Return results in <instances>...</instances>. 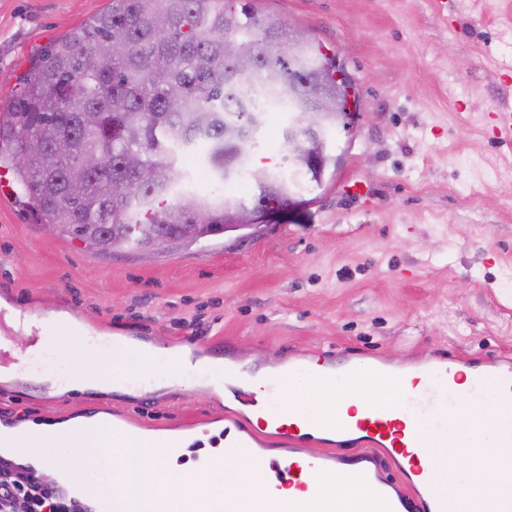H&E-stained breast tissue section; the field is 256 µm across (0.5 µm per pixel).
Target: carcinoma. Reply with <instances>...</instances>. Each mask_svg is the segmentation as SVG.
<instances>
[{
    "mask_svg": "<svg viewBox=\"0 0 512 512\" xmlns=\"http://www.w3.org/2000/svg\"><path fill=\"white\" fill-rule=\"evenodd\" d=\"M229 42L232 56L224 54ZM102 53L109 59L99 66L93 57ZM307 83L341 101L322 111L327 136L347 111L350 85L336 82V59L322 47L288 45L286 20L250 0H113L38 52L10 118L0 122V159L11 163L37 223L58 224L102 252L114 241L146 249L180 224L203 225L199 240L215 234L226 213L289 204L303 181L320 185L337 165L327 150L309 165L290 144L283 160L294 177L250 172L251 204L192 187L184 166L185 155L201 149L224 160L232 136L243 150L257 145L267 113L253 102L257 88L300 119ZM62 134L73 153L55 156ZM83 155L96 163L81 166Z\"/></svg>",
    "mask_w": 512,
    "mask_h": 512,
    "instance_id": "carcinoma-1",
    "label": "carcinoma"
}]
</instances>
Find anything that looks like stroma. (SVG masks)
I'll return each mask as SVG.
<instances>
[{
    "label": "stroma",
    "instance_id": "35a3bbf8",
    "mask_svg": "<svg viewBox=\"0 0 512 512\" xmlns=\"http://www.w3.org/2000/svg\"><path fill=\"white\" fill-rule=\"evenodd\" d=\"M113 0H0V117L33 55ZM326 46L352 78L341 162L295 205L197 243L101 253L51 235L0 187V301L56 318L28 371L39 391L0 381V424L102 413L138 434L198 420L251 423L212 384L72 392L87 366L71 327L180 351L229 352L246 366L335 348L400 365L512 355V143L488 115L512 106V0H253ZM288 115L268 113L246 164L280 163ZM363 184L357 197L345 181Z\"/></svg>",
    "mask_w": 512,
    "mask_h": 512
}]
</instances>
